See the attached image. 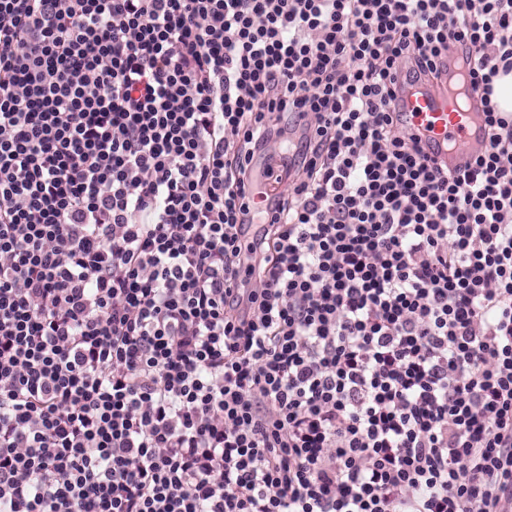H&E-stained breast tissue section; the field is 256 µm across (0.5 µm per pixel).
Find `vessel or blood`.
Wrapping results in <instances>:
<instances>
[{
	"label": "vessel or blood",
	"mask_w": 512,
	"mask_h": 512,
	"mask_svg": "<svg viewBox=\"0 0 512 512\" xmlns=\"http://www.w3.org/2000/svg\"><path fill=\"white\" fill-rule=\"evenodd\" d=\"M402 122L419 131L424 152L438 166L451 170L462 168L468 158L483 154L487 130L477 99L449 95L447 86L422 85L407 89L402 101ZM262 190H279L278 176L284 171L279 154L268 153L257 161Z\"/></svg>",
	"instance_id": "1"
}]
</instances>
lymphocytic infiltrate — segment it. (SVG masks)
<instances>
[{
  "label": "lymphocytic infiltrate",
  "instance_id": "f902f5d3",
  "mask_svg": "<svg viewBox=\"0 0 512 512\" xmlns=\"http://www.w3.org/2000/svg\"><path fill=\"white\" fill-rule=\"evenodd\" d=\"M509 72L512 0H0V512H512ZM492 101L503 112H512V73L494 80ZM476 98L448 94V84L407 89L402 101V124L419 131L424 153L438 166L462 168L466 160L483 154L487 129ZM257 168L263 192L272 195L281 188V183H278L276 178L282 174L281 171H285L286 167L280 154H265L257 160Z\"/></svg>",
  "mask_w": 512,
  "mask_h": 512
}]
</instances>
